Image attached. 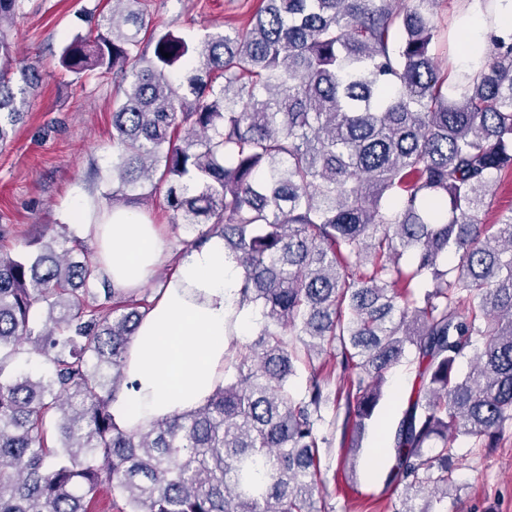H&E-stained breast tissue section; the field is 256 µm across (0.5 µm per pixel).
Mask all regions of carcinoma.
<instances>
[{
    "label": "carcinoma",
    "mask_w": 512,
    "mask_h": 512,
    "mask_svg": "<svg viewBox=\"0 0 512 512\" xmlns=\"http://www.w3.org/2000/svg\"><path fill=\"white\" fill-rule=\"evenodd\" d=\"M25 2L0 0L1 146L42 84L13 67ZM109 2L58 58L123 94L106 199L165 188L190 246L224 236L237 305L261 319L247 344L228 320L206 405L121 431L111 399L142 302L98 285L76 239L0 249V512H89L103 486L117 512H321L322 427L358 449L408 350L386 484L396 512H446L454 444L493 448L512 424V209L483 219L512 177V34L473 47L450 93L440 0H261L198 41L148 29L147 0Z\"/></svg>",
    "instance_id": "1"
}]
</instances>
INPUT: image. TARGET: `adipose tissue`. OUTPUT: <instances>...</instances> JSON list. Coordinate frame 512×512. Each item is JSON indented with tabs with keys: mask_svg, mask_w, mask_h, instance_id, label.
Listing matches in <instances>:
<instances>
[{
	"mask_svg": "<svg viewBox=\"0 0 512 512\" xmlns=\"http://www.w3.org/2000/svg\"><path fill=\"white\" fill-rule=\"evenodd\" d=\"M464 25L469 44L492 32L512 33V0H498L492 15L470 0ZM71 220L94 242L98 279L112 287L136 290L160 265H172L128 346L126 380L112 398L115 426L132 431L204 406L224 379L228 331L244 335L256 319L232 307L241 271L227 258L223 237L211 235L202 247L170 259L155 225L136 210L94 215L79 205Z\"/></svg>",
	"mask_w": 512,
	"mask_h": 512,
	"instance_id": "ef3b65f1",
	"label": "adipose tissue"
}]
</instances>
